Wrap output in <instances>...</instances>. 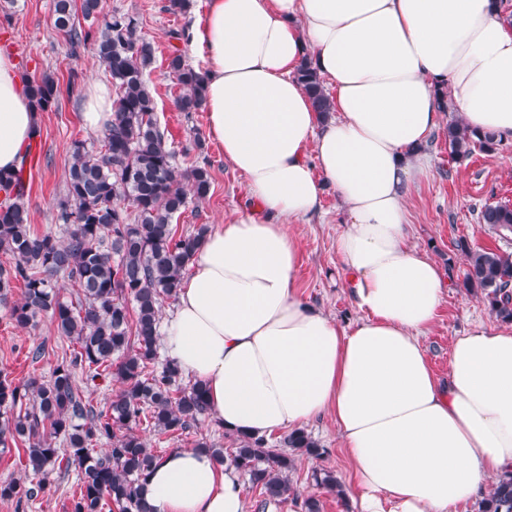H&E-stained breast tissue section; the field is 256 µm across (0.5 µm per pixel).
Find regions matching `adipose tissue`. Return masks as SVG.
Here are the masks:
<instances>
[{
    "label": "adipose tissue",
    "mask_w": 512,
    "mask_h": 512,
    "mask_svg": "<svg viewBox=\"0 0 512 512\" xmlns=\"http://www.w3.org/2000/svg\"><path fill=\"white\" fill-rule=\"evenodd\" d=\"M206 63L207 134L246 180L256 209L211 225L189 263L164 342L207 388L208 417L269 437L328 416L359 512H455L512 471V327L476 325L452 343L447 377L421 345L449 280L409 244L405 199L431 167L435 92L465 125L512 136V25L498 0H207L188 32ZM332 89L316 112L302 61ZM83 119L112 118L91 81ZM0 52V170L38 128ZM346 209L336 239L363 317L342 328L296 286L288 227L320 217L324 186ZM150 512H245L239 472L176 448L141 482Z\"/></svg>",
    "instance_id": "ef3b65f1"
}]
</instances>
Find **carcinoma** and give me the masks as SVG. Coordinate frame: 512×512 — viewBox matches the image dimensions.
I'll return each mask as SVG.
<instances>
[{
    "label": "carcinoma",
    "instance_id": "obj_1",
    "mask_svg": "<svg viewBox=\"0 0 512 512\" xmlns=\"http://www.w3.org/2000/svg\"><path fill=\"white\" fill-rule=\"evenodd\" d=\"M100 0H82L88 27L75 24L73 0H55L54 26L69 40L77 55L92 47L118 88L112 103V122L102 143L104 153L92 154L85 143L72 144L65 198L59 203L63 233L34 231L25 208V165L0 173V250L12 258L0 267V297L13 289L21 298L9 317L27 329L46 314L57 331L75 341L76 348L52 370L50 379L31 376L22 384L0 373V410L12 418L0 424V453L9 443L27 444L25 467L33 475L78 470V491L72 512H104L113 504L118 512H149L140 495L141 479L158 455L151 452L135 428L145 421L159 435L175 438L207 416V389L201 382L185 384L170 360L159 362L160 313L164 299L177 296L196 246L208 231L205 224L180 234L172 221L192 202L207 198L211 174L207 165L182 169L168 147L156 119V102L146 82L155 59V45L140 34L139 19L114 13L99 17ZM168 69L180 93L181 112L203 108L204 74L173 52ZM296 79L315 110L331 112L332 101L307 61ZM39 112L57 108L59 86L50 75L27 85ZM448 154L463 160L475 151L492 152L502 139L478 132L460 120L446 129ZM479 223L512 234V204L489 205ZM468 269L465 286L481 293L490 313L512 323V253L495 248L474 250L460 240ZM66 276L80 290L78 302L63 300L57 278ZM94 383L109 378L119 390L104 407L86 401L76 387V375ZM66 449L57 448V439ZM101 438L112 441L104 453L96 451ZM226 451L204 442L217 461L235 467L258 490V508L288 501L293 488L288 473L294 459L290 448L311 457L322 449L302 429L272 443L262 436L232 435ZM316 485L341 493L336 476L327 469L311 474ZM41 481L26 487L0 484V498L17 506L38 496ZM478 512H512V473L498 477L478 504Z\"/></svg>",
    "mask_w": 512,
    "mask_h": 512
}]
</instances>
